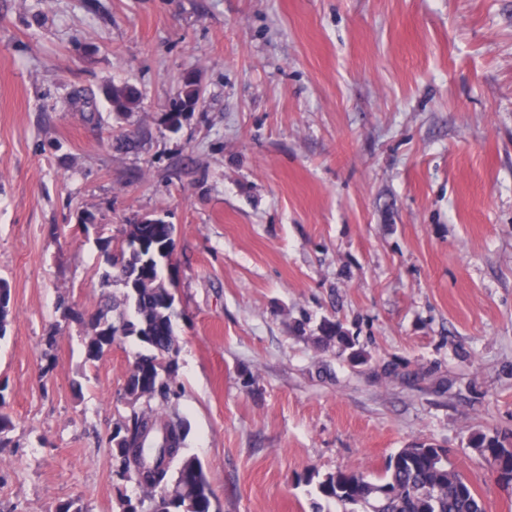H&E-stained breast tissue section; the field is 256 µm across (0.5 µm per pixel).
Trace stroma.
<instances>
[{
  "label": "stroma",
  "instance_id": "obj_1",
  "mask_svg": "<svg viewBox=\"0 0 512 512\" xmlns=\"http://www.w3.org/2000/svg\"><path fill=\"white\" fill-rule=\"evenodd\" d=\"M146 214L176 228L172 406L218 512H312L306 470L416 442L512 512L470 446L512 438V0H0V512L140 495L109 438L144 347L83 343L116 290L97 237ZM326 318L367 363L317 344ZM200 98L199 85L196 79L188 73L181 82L177 98L162 115L163 124L169 129L177 131L183 114L193 111L199 104ZM103 93L116 117L134 112L143 103L142 92L130 84L108 86L103 90Z\"/></svg>",
  "mask_w": 512,
  "mask_h": 512
}]
</instances>
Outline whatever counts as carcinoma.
<instances>
[{
    "instance_id": "cac0c4a2",
    "label": "carcinoma",
    "mask_w": 512,
    "mask_h": 512,
    "mask_svg": "<svg viewBox=\"0 0 512 512\" xmlns=\"http://www.w3.org/2000/svg\"><path fill=\"white\" fill-rule=\"evenodd\" d=\"M103 93L117 117L143 103L142 92L130 84L108 86ZM200 98L196 79L184 76L177 98L162 115L163 124L178 130L183 114L194 110ZM174 231V225L145 215L127 225L115 245L102 239L104 248H112V273L107 278L122 286V293L112 296V310L94 315L104 327L85 340L86 361L100 360L114 342L112 331L118 329L128 330L127 337L149 350L139 356L123 389L130 415L114 424L110 436L113 477L124 482L135 473L141 479L138 500L124 499L122 512H150L161 492L167 498L164 512H217L202 463L185 453L183 422L168 413L176 385L177 311L175 294L161 273L163 259L157 247L173 241ZM10 302V289L0 282V338L7 332ZM320 331L318 343L336 347L352 363L368 361L339 322L326 319ZM472 448L493 469L498 485L512 488V443L482 433L473 439ZM313 480L317 495L341 505V512H356L360 500L380 492V512H488L474 483L448 462V449L434 443L397 450L376 479L359 469H345L319 479L313 473L306 476V481Z\"/></svg>"
}]
</instances>
